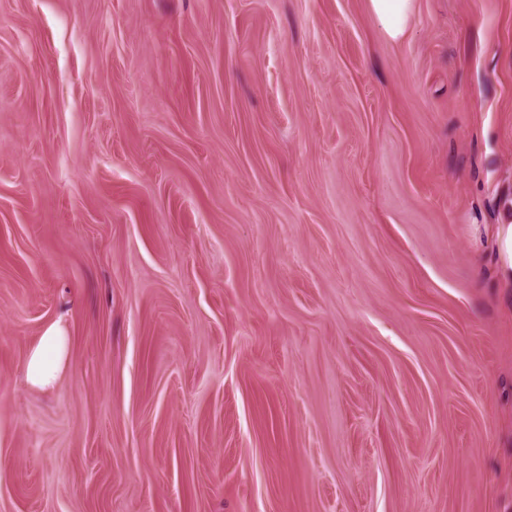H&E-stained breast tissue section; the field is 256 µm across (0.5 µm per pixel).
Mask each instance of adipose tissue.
<instances>
[{
    "mask_svg": "<svg viewBox=\"0 0 512 512\" xmlns=\"http://www.w3.org/2000/svg\"><path fill=\"white\" fill-rule=\"evenodd\" d=\"M384 34L401 40L414 12L415 0H368ZM68 336L60 323L48 325L39 341L30 348L25 360V379L37 389L52 387L68 362Z\"/></svg>",
    "mask_w": 512,
    "mask_h": 512,
    "instance_id": "obj_1",
    "label": "adipose tissue"
}]
</instances>
